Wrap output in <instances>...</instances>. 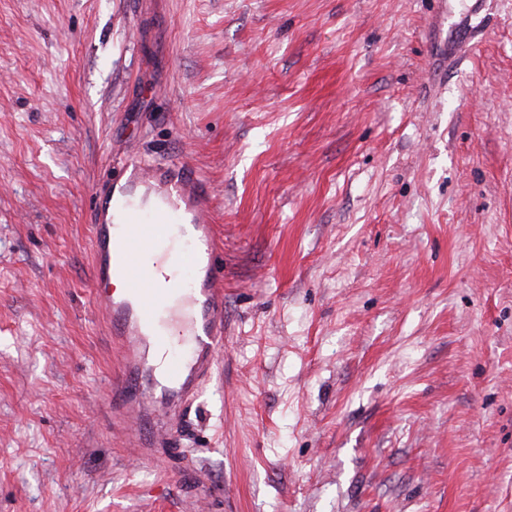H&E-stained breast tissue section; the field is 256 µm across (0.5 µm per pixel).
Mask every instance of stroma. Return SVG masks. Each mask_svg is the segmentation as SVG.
I'll return each instance as SVG.
<instances>
[{
  "label": "stroma",
  "mask_w": 512,
  "mask_h": 512,
  "mask_svg": "<svg viewBox=\"0 0 512 512\" xmlns=\"http://www.w3.org/2000/svg\"><path fill=\"white\" fill-rule=\"evenodd\" d=\"M130 150L224 245L147 461L88 252ZM0 512H512V0H0Z\"/></svg>",
  "instance_id": "1"
}]
</instances>
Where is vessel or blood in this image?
Wrapping results in <instances>:
<instances>
[{
    "label": "vessel or blood",
    "instance_id": "obj_1",
    "mask_svg": "<svg viewBox=\"0 0 512 512\" xmlns=\"http://www.w3.org/2000/svg\"><path fill=\"white\" fill-rule=\"evenodd\" d=\"M210 184L193 164L127 153L120 177L92 194L89 249L98 313L120 363L107 395L120 409L127 447L164 448L218 373L224 345L222 249L209 217ZM180 242L177 262L190 275L165 272L163 246ZM126 290L109 291L112 280ZM186 316L161 323L168 295Z\"/></svg>",
    "mask_w": 512,
    "mask_h": 512
}]
</instances>
